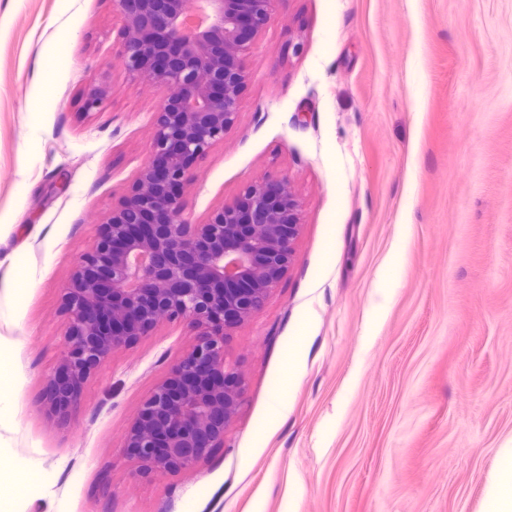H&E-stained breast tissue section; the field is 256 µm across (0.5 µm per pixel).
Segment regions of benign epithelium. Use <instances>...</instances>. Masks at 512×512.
<instances>
[{
	"mask_svg": "<svg viewBox=\"0 0 512 512\" xmlns=\"http://www.w3.org/2000/svg\"><path fill=\"white\" fill-rule=\"evenodd\" d=\"M272 0H114L123 22L124 69L165 89L153 157L112 209L75 267L64 307L69 328L49 378L62 412L112 351L161 319H186L198 340L142 403L126 447L150 471L193 467L242 401L224 337L264 303L287 271L297 204L283 181L248 188L203 224L184 216L193 164L232 125L246 75L241 55L268 20Z\"/></svg>",
	"mask_w": 512,
	"mask_h": 512,
	"instance_id": "1",
	"label": "benign epithelium"
}]
</instances>
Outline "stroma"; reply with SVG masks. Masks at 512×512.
Segmentation results:
<instances>
[{
	"label": "stroma",
	"instance_id": "stroma-1",
	"mask_svg": "<svg viewBox=\"0 0 512 512\" xmlns=\"http://www.w3.org/2000/svg\"><path fill=\"white\" fill-rule=\"evenodd\" d=\"M123 38L113 0H0V290L26 278L0 313V447L41 478L0 486V512H483L512 445V0H274L182 202L201 224L282 180L299 231L226 338L243 396L224 442L179 471L124 445L186 321L115 349L66 416L45 405L71 274L152 160L164 91L124 70ZM17 381L16 369L0 349V431H10L14 425L15 415L3 405L9 399Z\"/></svg>",
	"mask_w": 512,
	"mask_h": 512
}]
</instances>
